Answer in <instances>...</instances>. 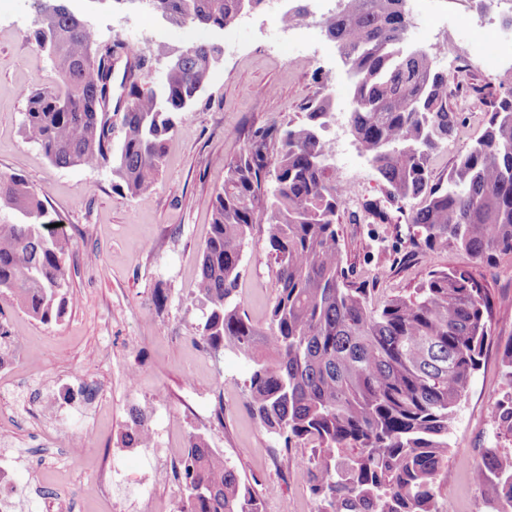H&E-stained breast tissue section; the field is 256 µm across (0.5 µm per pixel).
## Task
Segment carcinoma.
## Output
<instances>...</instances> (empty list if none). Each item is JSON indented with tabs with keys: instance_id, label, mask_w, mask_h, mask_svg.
Instances as JSON below:
<instances>
[{
	"instance_id": "cac0c4a2",
	"label": "carcinoma",
	"mask_w": 512,
	"mask_h": 512,
	"mask_svg": "<svg viewBox=\"0 0 512 512\" xmlns=\"http://www.w3.org/2000/svg\"><path fill=\"white\" fill-rule=\"evenodd\" d=\"M242 0H156L171 24L222 29ZM401 0H341L321 31L345 57L349 132L387 185L388 201L428 195L412 211L428 252L454 247L480 260L512 251V94L493 103L482 136L460 152L448 184L426 190L428 163L448 144L455 116L440 50L407 44ZM33 31L59 82L28 93L22 129L61 168L110 167L116 189L135 197L152 188L179 114L189 112L213 68L212 43L182 53L166 42L145 56L117 41L100 48L85 21L62 0H42ZM179 56L161 85L135 77L154 61ZM126 58L113 96L112 60ZM336 100L312 99L305 119L272 123L224 161L199 258V301L207 308L196 340L208 353L229 349L251 362L247 405L290 455L298 448L318 512H441L436 485L447 462L448 432L490 340L494 303L466 270L433 271L408 298L376 308L347 281L336 219L348 187L336 181L322 132ZM0 291L44 325L62 321L69 295L70 236L45 220L40 194L20 175L0 174ZM267 225L277 270L267 330L236 300L242 248ZM512 388V341L501 350ZM494 442L481 450L473 479L492 512H512V393L494 406ZM129 441L152 442L143 417ZM176 478L180 512H263L250 483L199 435L189 437Z\"/></svg>"
}]
</instances>
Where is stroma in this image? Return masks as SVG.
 <instances>
[{
	"mask_svg": "<svg viewBox=\"0 0 512 512\" xmlns=\"http://www.w3.org/2000/svg\"><path fill=\"white\" fill-rule=\"evenodd\" d=\"M66 4L93 28L99 44L132 38L143 53L156 42L177 47L209 42L223 58L192 111L168 142L153 187L136 197L112 186L110 169L58 168L26 139L22 90L56 83L51 61L32 31L38 0H0V174H19L46 201L50 220L72 239L67 258L72 304L64 319L44 325L0 296V323L20 337L0 350V459L15 482L0 487L12 512H178L174 477L155 479L157 449L130 444L133 412L144 413L157 448L179 459L189 435L221 449L242 478L264 496V512H317L307 477L285 459L273 434L248 411L250 365L233 352L213 357L194 341L205 312L197 298L199 255L210 232L213 203L224 186L223 160L235 157L259 127L302 120L307 103L329 94L346 106L348 78L333 42L321 33L295 41L269 35L257 8L245 24L224 29L177 27L158 15L119 10L91 0ZM410 13L470 18L476 35L512 9L503 0H407ZM448 104L457 115L447 146L430 160L431 182H447L460 149L484 131L494 100L512 88L496 71L457 60L444 63ZM342 156L337 180L352 192L336 226L343 268L366 290L371 306L414 292L435 270L468 271L494 301L490 343L448 434V462L436 487L456 512H489L472 473L494 432L492 409L506 394L498 348L512 339V251L478 260L448 248L425 252L409 205L387 203L390 221L373 222L366 203L386 190L361 156L346 125L325 133ZM276 264L267 227L255 225L242 259L237 298L251 323L266 328ZM165 294V306L156 303ZM138 374L136 385L127 370ZM227 409L216 417L217 401ZM82 448L60 464L72 439ZM279 494L266 495L269 485Z\"/></svg>",
	"mask_w": 512,
	"mask_h": 512,
	"instance_id": "obj_1",
	"label": "stroma"
}]
</instances>
